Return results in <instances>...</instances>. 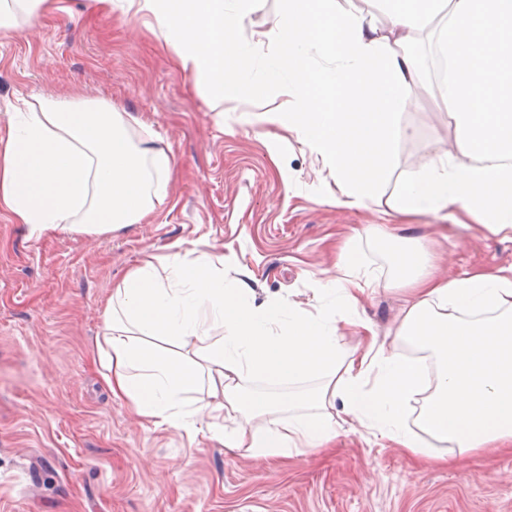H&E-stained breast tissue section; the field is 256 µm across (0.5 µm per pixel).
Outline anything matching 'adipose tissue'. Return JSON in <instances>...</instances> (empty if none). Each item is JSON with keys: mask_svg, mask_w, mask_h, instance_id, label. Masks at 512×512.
<instances>
[{"mask_svg": "<svg viewBox=\"0 0 512 512\" xmlns=\"http://www.w3.org/2000/svg\"><path fill=\"white\" fill-rule=\"evenodd\" d=\"M112 0L140 5L155 19L177 63L211 92L225 85L249 99L267 83L295 99L263 123L293 130L336 173V202L365 207L389 171L394 142L408 133L396 120L402 98L423 82L410 46L419 28L444 17L440 45L452 69L440 87L455 131L454 149L404 179L372 225L409 214L463 211L494 233L512 231V0H383L388 21L336 0H285L279 50L267 83L250 79L254 44L239 39L255 0ZM135 118L111 101L44 97L0 132V211L35 237L83 232L98 236L140 224L167 198L175 162L127 133ZM215 255L174 253L171 287L152 262L133 269L104 311L110 333L97 350L103 380L143 421H173L185 392L213 399V419L235 421L230 449L270 460L302 446L332 447L338 432L364 425L407 452L460 466L470 452L512 450V266L498 273L439 278L422 242L396 259V281L409 298L398 335L429 352L420 366L379 344L370 323L353 352L339 347L338 312L311 314L288 303L255 305L227 287ZM282 323L280 335L272 326ZM221 324L224 334L212 339ZM318 379L305 393L246 392L245 379ZM430 394H423L425 383ZM422 397L420 447L402 425Z\"/></svg>", "mask_w": 512, "mask_h": 512, "instance_id": "1", "label": "adipose tissue"}]
</instances>
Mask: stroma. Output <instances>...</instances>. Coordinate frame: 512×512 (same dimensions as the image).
I'll return each instance as SVG.
<instances>
[{"label": "stroma", "mask_w": 512, "mask_h": 512, "mask_svg": "<svg viewBox=\"0 0 512 512\" xmlns=\"http://www.w3.org/2000/svg\"><path fill=\"white\" fill-rule=\"evenodd\" d=\"M283 0H260L239 37L261 41L250 69L263 79L278 48ZM435 28L419 40L424 82L397 107L410 137L392 150L389 175L365 207L333 204L335 174L296 134L255 122L289 105L280 86L245 100L224 89L223 113L183 72L141 13L99 0H58L47 16L0 28V127L20 99H106L140 117L133 141L173 153L167 202L148 223L106 236L29 235L0 213V512H512V453H473L464 471L415 465L367 427L340 434L333 453L306 448L271 463L225 448L206 413L138 422L101 377L95 342L113 286L143 261L169 276L173 251L224 256V281L244 280L249 302L287 300L315 312L336 303L314 281L341 278L339 254L366 282L358 313L386 348L408 294L394 285V253L423 236L430 268L445 278L512 265V236L416 215L390 238L366 233L398 181L452 148L454 131L435 80Z\"/></svg>", "instance_id": "35a3bbf8"}]
</instances>
